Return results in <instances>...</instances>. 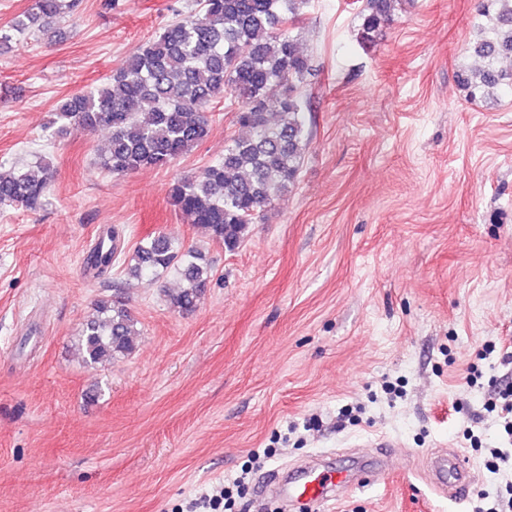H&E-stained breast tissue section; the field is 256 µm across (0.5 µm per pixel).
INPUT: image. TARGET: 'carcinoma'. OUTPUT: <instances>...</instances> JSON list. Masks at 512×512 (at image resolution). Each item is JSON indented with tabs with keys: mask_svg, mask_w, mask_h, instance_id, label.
<instances>
[{
	"mask_svg": "<svg viewBox=\"0 0 512 512\" xmlns=\"http://www.w3.org/2000/svg\"><path fill=\"white\" fill-rule=\"evenodd\" d=\"M309 0H197L198 10L172 19L162 32L128 55L123 65L93 90L64 100L55 113L57 132L107 129V145L97 154L100 169L124 176L162 167L183 157L210 132L214 103L237 105L236 124L246 131L229 139L224 156L197 175L174 179L170 204L188 224L203 229L225 250H236L251 225L263 220L291 191L310 147L304 112L305 82L312 71L292 26ZM78 0H34L23 29L44 32L77 7ZM479 5V39L471 49L485 60L470 83V96L508 81L498 69L512 57V0ZM394 0H366L361 38L373 42L392 20ZM50 165L44 160L0 165V205L26 209L47 200ZM137 280L176 267L183 284L163 291L167 306L189 312L209 282L198 251L160 234L125 251L112 229L88 252L86 264L102 274L119 259ZM139 331L124 300L115 295L97 305L80 336L91 364L130 355Z\"/></svg>",
	"mask_w": 512,
	"mask_h": 512,
	"instance_id": "obj_1",
	"label": "carcinoma"
}]
</instances>
